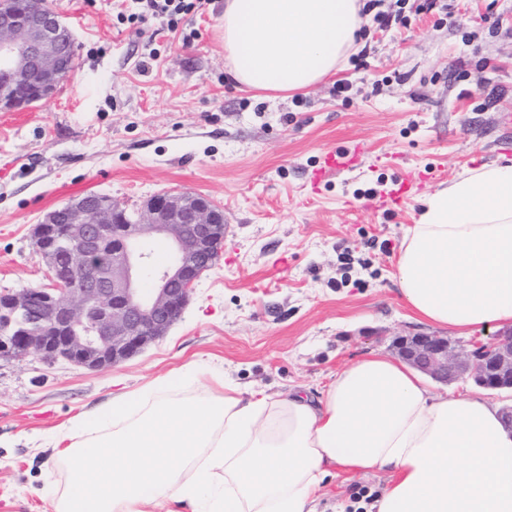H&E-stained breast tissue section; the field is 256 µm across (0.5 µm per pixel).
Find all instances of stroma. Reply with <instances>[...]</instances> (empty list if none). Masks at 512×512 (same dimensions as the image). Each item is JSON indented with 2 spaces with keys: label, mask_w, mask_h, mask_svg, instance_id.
I'll return each instance as SVG.
<instances>
[{
  "label": "stroma",
  "mask_w": 512,
  "mask_h": 512,
  "mask_svg": "<svg viewBox=\"0 0 512 512\" xmlns=\"http://www.w3.org/2000/svg\"><path fill=\"white\" fill-rule=\"evenodd\" d=\"M444 2L425 13L420 0H382L406 25L362 16L366 56L273 99L226 74L224 0L194 17L188 46L158 22L120 20L125 0H48L75 32L74 70L50 99L0 112V293L49 287L32 228L74 196L107 194L134 212L190 191L223 208L228 232L181 318L123 363L0 359V512H54L66 473L44 436L112 395L178 374L182 394L220 396L219 373L276 398L316 395L351 362L394 356L396 337L459 340L419 318L396 280L418 196L396 213L377 207L405 167L425 194L512 164V0ZM340 79L351 85L342 97ZM358 146L352 167L309 182L325 150ZM387 481L339 474L317 510L339 512L357 488Z\"/></svg>",
  "instance_id": "35a3bbf8"
}]
</instances>
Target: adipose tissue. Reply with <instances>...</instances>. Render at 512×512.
I'll return each mask as SVG.
<instances>
[{"mask_svg":"<svg viewBox=\"0 0 512 512\" xmlns=\"http://www.w3.org/2000/svg\"><path fill=\"white\" fill-rule=\"evenodd\" d=\"M360 0H224L229 78L293 92L353 48ZM396 277L418 316L470 334L512 322V165L486 166L423 196ZM138 392L49 435L67 471L55 512H316L333 470H383L378 512H512V429L502 406L433 391L407 363L356 361L318 400Z\"/></svg>","mask_w":512,"mask_h":512,"instance_id":"ef3b65f1","label":"adipose tissue"}]
</instances>
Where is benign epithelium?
Wrapping results in <instances>:
<instances>
[{
	"instance_id": "7a95c632",
	"label": "benign epithelium",
	"mask_w": 512,
	"mask_h": 512,
	"mask_svg": "<svg viewBox=\"0 0 512 512\" xmlns=\"http://www.w3.org/2000/svg\"><path fill=\"white\" fill-rule=\"evenodd\" d=\"M75 50L72 30L52 9L0 4V111L51 97L70 77ZM226 233L223 208L189 191L158 194L132 218L110 196L69 199L32 229L53 291L0 295V359L36 354L98 370L132 357L181 317ZM159 239L172 246L164 268L152 264ZM145 272L154 280L146 292L138 287ZM394 347L438 382L471 379L491 392L512 389V328L472 348L425 333L400 336Z\"/></svg>"
}]
</instances>
